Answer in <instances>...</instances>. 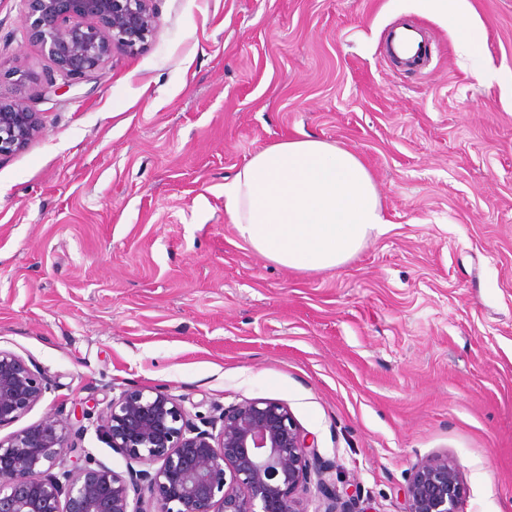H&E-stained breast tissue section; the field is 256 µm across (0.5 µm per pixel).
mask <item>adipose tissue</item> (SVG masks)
Returning a JSON list of instances; mask_svg holds the SVG:
<instances>
[{
  "label": "adipose tissue",
  "instance_id": "obj_1",
  "mask_svg": "<svg viewBox=\"0 0 512 512\" xmlns=\"http://www.w3.org/2000/svg\"><path fill=\"white\" fill-rule=\"evenodd\" d=\"M406 2L457 28L461 53L472 54L479 26L468 0ZM224 211L252 249L300 271L338 267L386 231L376 186L359 156L306 134L258 148L225 182Z\"/></svg>",
  "mask_w": 512,
  "mask_h": 512
}]
</instances>
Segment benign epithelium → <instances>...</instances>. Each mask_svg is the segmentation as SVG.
Masks as SVG:
<instances>
[{"label": "benign epithelium", "mask_w": 512, "mask_h": 512, "mask_svg": "<svg viewBox=\"0 0 512 512\" xmlns=\"http://www.w3.org/2000/svg\"><path fill=\"white\" fill-rule=\"evenodd\" d=\"M29 39L65 78L102 71L116 51L136 53L158 32L153 0H21ZM19 82L59 90L55 80L19 71ZM45 130L22 97L0 96V156ZM48 390L35 365L0 349V428L30 411ZM97 429L127 462V475L73 464L69 424L55 417L0 438V512H306L297 497L311 480L324 512L357 510L359 494L328 485L315 440L288 407L245 401L194 422L182 400L157 388L125 391L98 413ZM463 489L446 456L422 461L405 512H458Z\"/></svg>", "instance_id": "obj_1"}]
</instances>
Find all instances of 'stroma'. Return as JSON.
I'll return each instance as SVG.
<instances>
[{
	"instance_id": "obj_1",
	"label": "stroma",
	"mask_w": 512,
	"mask_h": 512,
	"mask_svg": "<svg viewBox=\"0 0 512 512\" xmlns=\"http://www.w3.org/2000/svg\"><path fill=\"white\" fill-rule=\"evenodd\" d=\"M469 5L472 66L404 0H153L143 51L46 95L16 84L55 67L0 0V95L46 121L0 157V349L52 384L0 438L84 409L70 442L122 473L93 421L121 392L275 400L370 512L437 454L459 512H512V96L474 72L512 75V0ZM405 21L424 68L384 53ZM302 133L362 159L389 224L336 268L275 264L224 213L225 180Z\"/></svg>"
}]
</instances>
